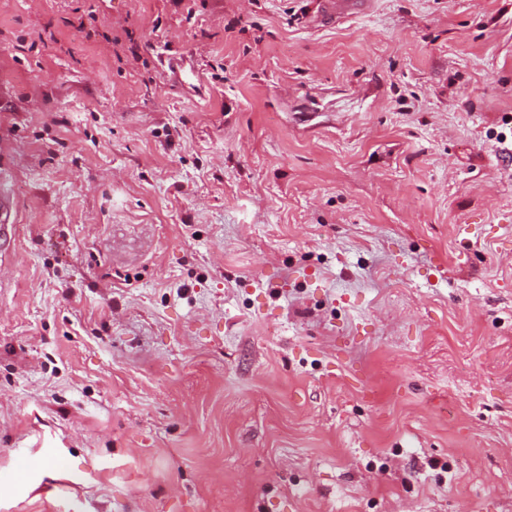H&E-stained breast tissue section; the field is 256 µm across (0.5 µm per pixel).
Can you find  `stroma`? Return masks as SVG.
I'll return each instance as SVG.
<instances>
[{
	"mask_svg": "<svg viewBox=\"0 0 512 512\" xmlns=\"http://www.w3.org/2000/svg\"><path fill=\"white\" fill-rule=\"evenodd\" d=\"M321 2L0 0V512H512V0Z\"/></svg>",
	"mask_w": 512,
	"mask_h": 512,
	"instance_id": "1",
	"label": "stroma"
}]
</instances>
